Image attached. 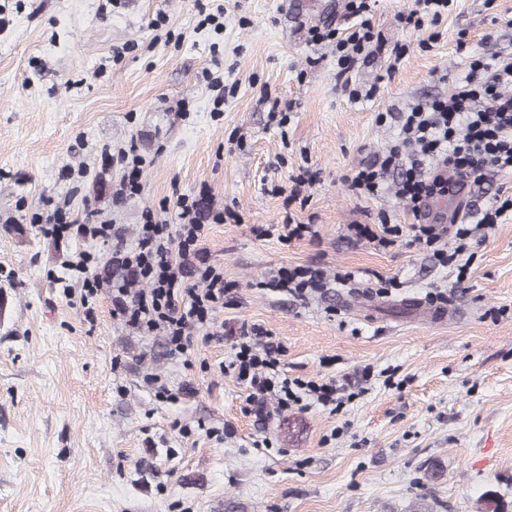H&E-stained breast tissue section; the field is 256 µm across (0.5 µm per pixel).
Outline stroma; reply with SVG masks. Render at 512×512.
Listing matches in <instances>:
<instances>
[{
	"mask_svg": "<svg viewBox=\"0 0 512 512\" xmlns=\"http://www.w3.org/2000/svg\"><path fill=\"white\" fill-rule=\"evenodd\" d=\"M219 5L223 30L200 27ZM345 5L0 0V512H512V213L476 227L512 173L471 188L463 279L431 252L353 237L414 217L393 192L359 199L344 181L397 143L409 104L451 94L470 55L512 54V0H454L420 29L402 20L414 0H375L379 42L350 73L379 86L364 102L342 93L335 44L310 40L347 28ZM208 72L236 88L221 106ZM131 144L141 190L118 202L125 167L102 152ZM203 188L204 213L239 215L203 240L237 298L187 355L129 330L108 297L89 313L56 288L90 246L44 236L39 216L91 209L131 246L143 213L175 222L177 194ZM288 215L313 235H256ZM297 265L363 277L304 300L263 288ZM431 293L447 322L412 306ZM245 322L282 343L281 373L366 372L364 394L335 412L273 396L251 411L229 367Z\"/></svg>",
	"mask_w": 512,
	"mask_h": 512,
	"instance_id": "35a3bbf8",
	"label": "stroma"
}]
</instances>
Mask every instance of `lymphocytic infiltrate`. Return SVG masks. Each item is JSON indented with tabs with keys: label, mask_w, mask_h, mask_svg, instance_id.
I'll use <instances>...</instances> for the list:
<instances>
[{
	"label": "lymphocytic infiltrate",
	"mask_w": 512,
	"mask_h": 512,
	"mask_svg": "<svg viewBox=\"0 0 512 512\" xmlns=\"http://www.w3.org/2000/svg\"><path fill=\"white\" fill-rule=\"evenodd\" d=\"M346 10L352 21L346 38H338L336 30L329 28H316L311 34L316 44L335 41L336 65L343 74L369 55L374 39L368 0H347ZM511 86V59L490 62L471 58L466 76L450 97L402 112L398 145L380 163L347 175L349 189L359 197L377 196L385 188L387 171L400 168L396 194L409 201L416 213L424 200L447 194V173L477 182L490 167L512 172V95L507 92ZM429 157L438 158L440 165L426 174L422 166ZM176 208L173 225L146 213L131 247L113 242L111 225L72 220L59 209L47 215L43 232L53 238L70 233L86 241L111 243V276L95 274L101 260L96 252L82 251L64 261L65 273L56 279L64 297L78 298L87 308L100 297L111 298L113 315L127 326L146 336L163 334L172 353L184 355L192 336L209 331L215 315L232 302L234 286L225 281L223 267L213 264L201 246L209 222H222L223 214L205 219L196 198L186 194L177 195ZM354 231L382 248L402 242L433 252L444 265L456 262L472 233L469 225H456L454 245L448 248L433 224L405 228L383 223L375 230L358 224ZM354 278L351 271L330 274L320 267L299 265L279 268L267 285L304 299L330 282L347 284ZM76 282L81 285L77 291L72 288ZM282 352L281 343L269 330L256 324L242 325L230 367L248 388L250 403L272 393L284 409L307 402L338 406L341 388L335 380L320 383L282 376L278 369Z\"/></svg>",
	"instance_id": "1"
}]
</instances>
